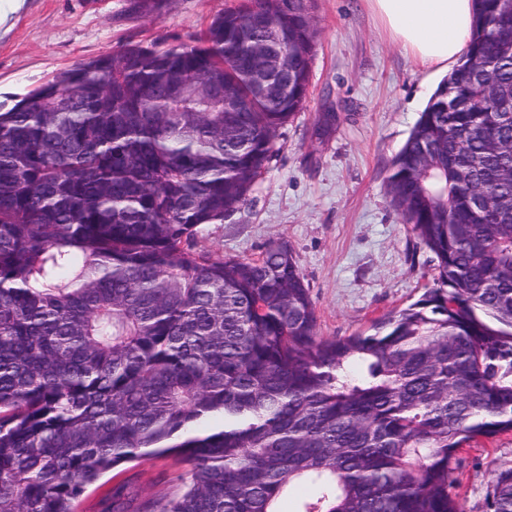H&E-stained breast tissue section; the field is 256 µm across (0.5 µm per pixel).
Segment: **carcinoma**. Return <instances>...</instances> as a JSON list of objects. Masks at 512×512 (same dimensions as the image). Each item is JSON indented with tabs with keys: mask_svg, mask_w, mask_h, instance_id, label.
<instances>
[{
	"mask_svg": "<svg viewBox=\"0 0 512 512\" xmlns=\"http://www.w3.org/2000/svg\"><path fill=\"white\" fill-rule=\"evenodd\" d=\"M458 65L386 182L437 260L372 334L318 336L283 239L224 258L199 228L239 209L307 98V0H242L200 36L127 43L0 108V512H74L154 456L185 490L136 512H463L458 454L512 433V0H474ZM278 36L288 93L246 79ZM221 80L245 104L183 95ZM104 512H131L112 487ZM490 512H512V466Z\"/></svg>",
	"mask_w": 512,
	"mask_h": 512,
	"instance_id": "cac0c4a2",
	"label": "carcinoma"
}]
</instances>
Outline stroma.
Returning a JSON list of instances; mask_svg holds the SVG:
<instances>
[{"label": "stroma", "mask_w": 512, "mask_h": 512, "mask_svg": "<svg viewBox=\"0 0 512 512\" xmlns=\"http://www.w3.org/2000/svg\"><path fill=\"white\" fill-rule=\"evenodd\" d=\"M240 0H168L136 14L130 0H27L0 31V105L56 71L128 42L175 44L200 33ZM317 34L303 110L280 130L276 155L247 202L200 243L227 258L254 259L285 239L304 277L319 336H350L421 298L436 260L401 222L386 194L390 162L442 74L423 68L390 35L369 0H311ZM512 466V433L467 445L454 472L465 512H488L496 468ZM189 470L165 456L125 466L139 499L174 496ZM117 478V479H120ZM117 479L104 476L78 512H103Z\"/></svg>", "instance_id": "stroma-1"}]
</instances>
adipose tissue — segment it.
<instances>
[{"label": "adipose tissue", "instance_id": "1", "mask_svg": "<svg viewBox=\"0 0 512 512\" xmlns=\"http://www.w3.org/2000/svg\"><path fill=\"white\" fill-rule=\"evenodd\" d=\"M401 46L425 67L451 68L468 43L473 0H371Z\"/></svg>", "mask_w": 512, "mask_h": 512}]
</instances>
